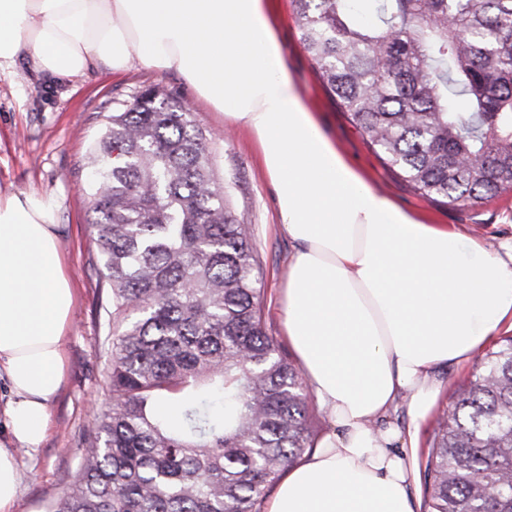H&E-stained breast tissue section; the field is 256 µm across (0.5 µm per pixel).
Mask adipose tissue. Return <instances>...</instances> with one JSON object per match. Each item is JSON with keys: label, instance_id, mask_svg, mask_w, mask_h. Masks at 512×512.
<instances>
[{"label": "adipose tissue", "instance_id": "obj_1", "mask_svg": "<svg viewBox=\"0 0 512 512\" xmlns=\"http://www.w3.org/2000/svg\"><path fill=\"white\" fill-rule=\"evenodd\" d=\"M99 63L181 75L246 129L294 245L277 301L328 427L265 512H416L408 493L438 370L512 331V258L424 224L375 191L324 133L288 71L275 0H0V77ZM53 207L0 197V367L9 432L39 447L66 372L73 291ZM406 407L411 426L392 423Z\"/></svg>", "mask_w": 512, "mask_h": 512}]
</instances>
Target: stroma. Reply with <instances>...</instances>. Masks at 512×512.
Wrapping results in <instances>:
<instances>
[{"label": "stroma", "instance_id": "stroma-1", "mask_svg": "<svg viewBox=\"0 0 512 512\" xmlns=\"http://www.w3.org/2000/svg\"><path fill=\"white\" fill-rule=\"evenodd\" d=\"M279 36L288 67L302 86L321 127L374 187L427 224L456 226L465 235L500 250L512 242V189L471 205L421 197L380 159L346 112L326 92L304 49L293 0H280ZM148 86L176 93L193 108L205 136L226 206L253 235L266 291L270 335L283 329L274 297L285 279L293 246L280 231L273 190L246 130L197 99L183 78L135 66L121 74L92 66L80 75L48 80L19 65L15 76L0 77V197L36 193L53 202L55 233L74 288L75 303L66 342L68 371L49 400L50 427L40 448L16 447L19 490L13 512H45L73 482L82 437L109 397L104 380L108 349V290L99 273L90 232L86 158L103 132L106 115Z\"/></svg>", "mask_w": 512, "mask_h": 512}]
</instances>
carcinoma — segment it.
<instances>
[{
  "mask_svg": "<svg viewBox=\"0 0 512 512\" xmlns=\"http://www.w3.org/2000/svg\"><path fill=\"white\" fill-rule=\"evenodd\" d=\"M294 2L327 93L416 193L476 203L512 187V0ZM88 165L110 403L46 512H260L314 431L207 140L152 87L107 115ZM424 498L428 512H512V336L438 414Z\"/></svg>",
  "mask_w": 512,
  "mask_h": 512,
  "instance_id": "carcinoma-1",
  "label": "carcinoma"
}]
</instances>
